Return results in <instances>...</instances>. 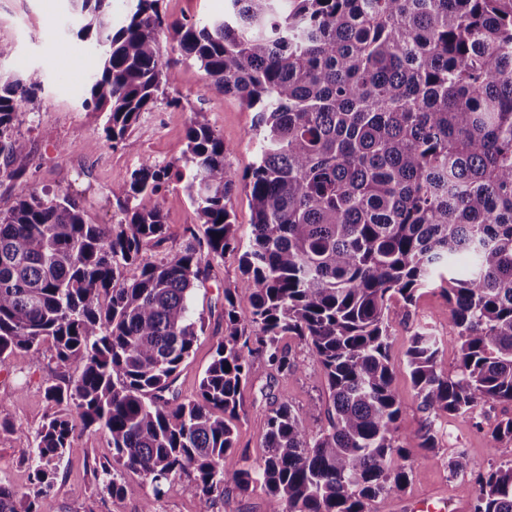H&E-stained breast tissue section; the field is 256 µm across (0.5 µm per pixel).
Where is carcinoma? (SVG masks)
I'll list each match as a JSON object with an SVG mask.
<instances>
[{
  "mask_svg": "<svg viewBox=\"0 0 512 512\" xmlns=\"http://www.w3.org/2000/svg\"><path fill=\"white\" fill-rule=\"evenodd\" d=\"M77 36L99 61L84 104L106 113L112 147L137 148L129 129L164 93L180 55L211 83L256 110L259 159L239 177L230 149L201 112L181 164H144L112 190L121 224H91L69 190L33 192L0 210V363L39 357L50 345L73 384L50 385L63 410L43 425L29 492L0 484V512H37L57 462L79 432L104 431L121 472L149 482L142 512L167 483L191 495L249 494L266 512H386L410 466L403 444L436 447L432 426L400 431L386 310L412 305L440 282L458 329V363L438 367L439 341L410 336L407 367L433 418L480 404H512V0H228L206 24L168 21L160 0H135L120 23L110 0H70ZM42 75L0 77V174L26 150L18 116ZM185 189L203 228L155 259L166 233L159 194ZM248 191L253 239L243 248L228 207ZM243 250L241 285L224 289V337L196 398L166 397L203 327L191 291L209 259ZM466 254L468 269L457 268ZM135 266L131 279L123 270ZM304 341L330 392L329 429L314 433L287 401L267 419L258 463L224 465L235 447L239 394L255 356L294 375L281 346ZM451 476L475 474L470 512H512V459L474 473L465 451Z\"/></svg>",
  "mask_w": 512,
  "mask_h": 512,
  "instance_id": "obj_1",
  "label": "carcinoma"
}]
</instances>
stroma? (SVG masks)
Here are the masks:
<instances>
[{"mask_svg": "<svg viewBox=\"0 0 512 512\" xmlns=\"http://www.w3.org/2000/svg\"><path fill=\"white\" fill-rule=\"evenodd\" d=\"M67 5L68 0H0V42L13 48L8 58L0 60V74L21 78L37 70L44 80L35 106L19 116L17 130L28 147L16 164L26 174L18 180H0L1 210L33 192L68 188L79 194L90 223H121L124 215L112 196L113 188L141 165L180 163L186 130L198 112L204 113L229 147L227 161L232 170L240 175L251 170L259 156V142L252 130L254 111L238 98L210 87L204 71L189 60L176 67L164 96L131 128L136 151L111 147L104 138V113L81 105L97 49L69 31ZM173 97L180 99V106L170 105ZM159 202L166 239L149 250L152 258L181 251L188 242L187 225L197 221L184 183H169ZM239 257L234 251L211 259L206 280L192 292V317L202 324L203 332L173 386L179 400L196 396L201 377L224 336V291L240 281ZM387 318L393 385L401 401L400 428L415 431L429 422L406 369L408 338L417 327L430 328L442 349L439 366L451 372L457 365L458 330L447 299L435 286L423 289L410 306L391 300ZM283 345L302 368L296 375L286 376L266 360L255 359L241 392L240 420L231 450L234 458L255 462L264 455L267 415L280 400H288L304 413L312 431L328 426V394L320 367L298 338L286 337ZM80 373L76 365L59 368L47 349L37 359L14 357L0 366V419L14 427L13 432H0V483L28 491L30 467L20 451L34 445L55 411L45 397V388L53 383L68 384ZM510 414V405H480L467 414L432 422L438 433L436 448L426 450L417 442L406 443L411 473L405 490L389 500V512H420L423 503L438 512H468L477 486L467 477L451 478L448 463L461 449L477 470L511 459L512 443L493 438L499 420ZM75 445L76 452L60 460L52 489L40 499V512H140L151 492L150 484L140 476L123 474L125 491L120 497L109 496L102 489L100 465L112 458L106 435L86 431L78 434ZM265 507L266 495L260 487L246 497L232 491L215 499L187 494L177 480L167 486L155 505L157 512H264Z\"/></svg>", "mask_w": 512, "mask_h": 512, "instance_id": "1", "label": "stroma"}]
</instances>
